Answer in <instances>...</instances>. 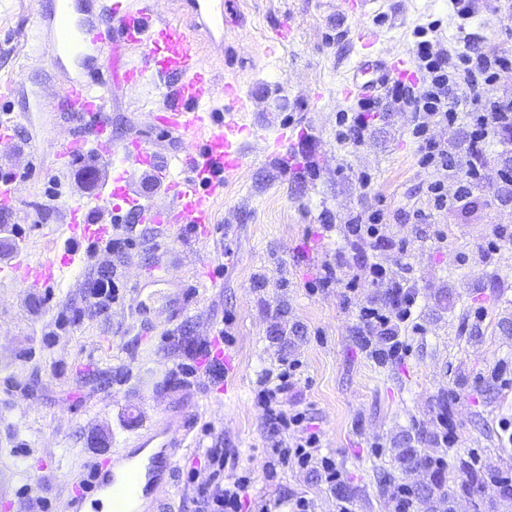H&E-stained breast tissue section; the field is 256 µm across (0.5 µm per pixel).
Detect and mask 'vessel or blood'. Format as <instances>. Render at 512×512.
<instances>
[{
    "instance_id": "obj_1",
    "label": "vessel or blood",
    "mask_w": 512,
    "mask_h": 512,
    "mask_svg": "<svg viewBox=\"0 0 512 512\" xmlns=\"http://www.w3.org/2000/svg\"><path fill=\"white\" fill-rule=\"evenodd\" d=\"M193 24L187 25L155 16L149 6L133 7L129 0H98L87 6L84 0H58L56 10L40 16L37 26L44 37L53 68L69 79V92L59 101L60 110L95 120L94 142L97 151L116 165L112 188L107 197L95 198L92 206L79 205L69 211L68 239L75 247L56 260H37L24 254L0 267V278L29 288L49 290L60 283L65 271L79 268L83 256L78 242L96 244L112 237L111 225L91 220V212L105 208L121 209L130 203L128 165L159 173L166 183L171 203L166 207H142L141 220L148 224L189 227L199 240L210 235L214 222L212 198L224 187L225 177L235 175L244 163V145L250 127L238 118L248 100L237 83L218 84L212 69L204 62L198 29H205L211 44L224 45V15L227 0H185ZM118 26L124 42L141 51V63L126 72V80L138 85L146 73L165 80V103L156 121L182 130L201 144L174 158L160 162L145 145L130 142L115 145L107 113L106 87L86 79V65L103 55L108 39L106 30ZM361 52L344 86L348 95L373 97L391 81L411 79L410 59L377 50L376 39L361 37ZM229 100L233 111L216 119L208 107L214 94ZM189 424L182 410H174L146 433L137 435L136 445L151 449L148 461L135 462L116 472L94 466L93 486L88 491L71 492L70 512H138L139 503L170 493V458L183 447Z\"/></svg>"
}]
</instances>
